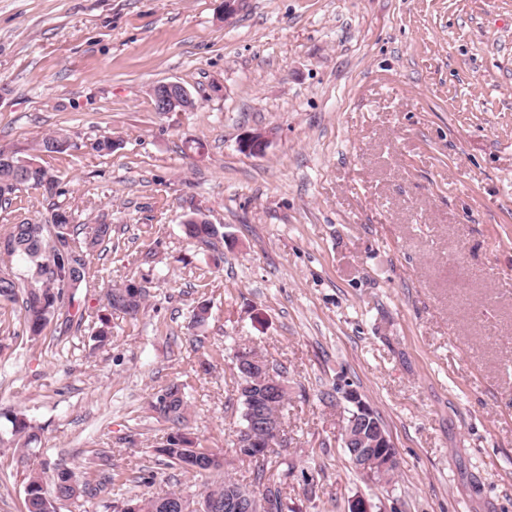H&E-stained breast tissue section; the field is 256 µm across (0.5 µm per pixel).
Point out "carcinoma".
<instances>
[{
  "label": "carcinoma",
  "mask_w": 512,
  "mask_h": 512,
  "mask_svg": "<svg viewBox=\"0 0 512 512\" xmlns=\"http://www.w3.org/2000/svg\"><path fill=\"white\" fill-rule=\"evenodd\" d=\"M70 147L69 137L63 133H53L42 137L37 144L41 153H63ZM14 165L0 164V206L9 205L16 191L22 187L39 193L48 199L59 194V179L49 169L39 165L36 158H20L11 154ZM72 213L56 205L51 209L50 218L44 224L33 223L27 218H19L8 224L0 233V258H20L25 264L22 277L9 273L0 278V301L21 303L26 333L35 338L42 335L54 320L58 311L73 305L76 294L86 281L89 256L94 248L111 238L112 226L106 223L87 227L84 241L76 244L71 230ZM185 235L198 243L214 246L224 240V226L208 221L202 224H183ZM136 284H125L110 289L106 294L110 309L121 312L132 319L143 309L147 297L145 287L132 291ZM236 392L241 405L242 426L248 425L246 402L262 395V388L251 384L242 370H237ZM157 417L170 424V432L155 448L156 454L163 457L170 467H177L185 473H221L224 478L201 493L203 498L224 499L233 489L252 488L262 492L266 482L273 479L272 470L285 466L279 476L281 512H293L288 506L286 485L288 478L295 475V466L288 463L276 452L262 460L257 469L251 471V481L243 484L224 472V463L218 460L219 454L200 446L187 429V413L190 408L188 384L173 380L156 392L150 403ZM6 422L9 439L0 436V444L8 443L23 451L38 441L39 428L23 414L5 412L0 415ZM44 472L30 471L25 489V512H46L49 501L44 490ZM54 490H65L73 500L94 498L102 491L103 483L92 484L87 479H79L67 467H57L53 473Z\"/></svg>",
  "instance_id": "obj_1"
}]
</instances>
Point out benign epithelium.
I'll list each match as a JSON object with an SVG mask.
<instances>
[{
	"mask_svg": "<svg viewBox=\"0 0 512 512\" xmlns=\"http://www.w3.org/2000/svg\"><path fill=\"white\" fill-rule=\"evenodd\" d=\"M172 86L171 82L160 83L151 91L161 112L170 111L177 103ZM268 145L269 139L264 134L256 132L245 135L240 141L239 148L245 154L262 156ZM238 365L266 387L267 397H277L283 392L285 383L272 371L270 365L261 363L259 358L244 356L238 361ZM343 397L355 408L351 416L355 429L343 431V445L351 449L354 465L366 475L368 482L383 484L399 468L393 442L384 426L376 421L374 411L357 390L347 388L343 391ZM254 423L266 429L274 442V448L286 447V438L283 436L282 425L277 416L265 413L259 404L249 409V424ZM277 506L276 497L248 489L239 498L224 501V512H275ZM164 508L170 512H203V500L185 495L173 503L164 505Z\"/></svg>",
	"mask_w": 512,
	"mask_h": 512,
	"instance_id": "benign-epithelium-1",
	"label": "benign epithelium"
}]
</instances>
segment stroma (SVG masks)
<instances>
[{
	"instance_id": "35a3bbf8",
	"label": "stroma",
	"mask_w": 512,
	"mask_h": 512,
	"mask_svg": "<svg viewBox=\"0 0 512 512\" xmlns=\"http://www.w3.org/2000/svg\"><path fill=\"white\" fill-rule=\"evenodd\" d=\"M170 81L194 109L156 111ZM257 131L266 155L241 153ZM53 132L74 149L36 154ZM101 136L111 155L90 150ZM1 148L38 156L60 194L17 192L0 226L55 203L112 238L42 336L0 302V413L40 429L26 452L0 447V512H24L33 468L121 485L57 512L200 493L154 451L169 425L149 404L176 379L190 430L247 481L237 344L288 386L284 456L311 477L288 482L294 512L357 495L374 512H512V0H238L229 18L224 0H0ZM192 212L223 241L186 238ZM126 282L148 289L134 319L106 306ZM346 388L393 441L390 485L350 466Z\"/></svg>"
}]
</instances>
